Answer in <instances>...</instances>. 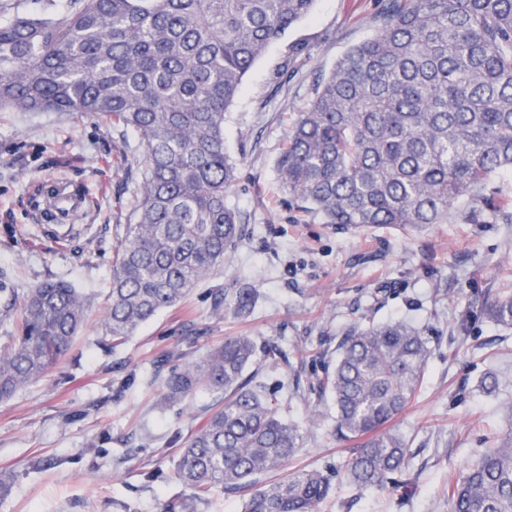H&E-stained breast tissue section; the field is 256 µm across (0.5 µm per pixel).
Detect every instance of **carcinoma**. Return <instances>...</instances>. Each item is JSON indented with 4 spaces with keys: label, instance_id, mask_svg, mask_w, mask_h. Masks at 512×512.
<instances>
[{
    "label": "carcinoma",
    "instance_id": "obj_1",
    "mask_svg": "<svg viewBox=\"0 0 512 512\" xmlns=\"http://www.w3.org/2000/svg\"><path fill=\"white\" fill-rule=\"evenodd\" d=\"M315 0H75L51 19L0 21V109L79 112L134 130L145 179L120 225L102 316L114 349L159 311L224 267L245 232L227 201L236 168L224 147L225 114L255 62ZM299 207L325 224L416 227L454 220L457 201L490 204L494 174L512 171V0H385L375 34L351 47L298 113L278 161ZM254 290L236 291L245 314ZM84 298L46 281L0 287V399L43 377L86 320ZM512 328V293L487 303ZM320 388L336 406V436L355 442L344 477L384 488L408 468L392 423L423 384L429 349L403 320L347 330ZM252 336H228L169 371L164 401L220 394L185 441L177 480L191 491L165 512H194L216 488L242 512H319L329 478L288 468L299 428L282 419L257 380ZM452 512H512V432L465 476L448 482Z\"/></svg>",
    "mask_w": 512,
    "mask_h": 512
}]
</instances>
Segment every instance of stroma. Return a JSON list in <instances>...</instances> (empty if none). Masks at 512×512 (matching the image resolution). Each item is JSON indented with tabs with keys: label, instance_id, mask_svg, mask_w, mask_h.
Segmentation results:
<instances>
[{
	"label": "stroma",
	"instance_id": "1",
	"mask_svg": "<svg viewBox=\"0 0 512 512\" xmlns=\"http://www.w3.org/2000/svg\"><path fill=\"white\" fill-rule=\"evenodd\" d=\"M382 6L315 0L256 61L224 122L237 163L228 202L247 234L221 271L113 352L101 320L115 229L144 179L140 138L96 115L0 110V282L63 281L91 303L63 359L0 401V512H161L189 497L175 478L178 454L214 395L162 403L155 365L172 351L197 359L240 334L266 346L259 377L302 435L294 465L332 477L320 512H451L449 480L465 474L491 432L506 431L501 408L512 403V328L484 314L496 294L512 293V174L490 180L509 202L506 216L461 203L447 224L356 233L297 209L277 174L298 112L338 59L375 33ZM38 182L85 194L67 248L55 241L57 224L37 219ZM245 285L256 290L249 314L215 309V295L229 300ZM389 319L412 323L430 349L421 390L394 423L410 449V485L359 492L342 478L353 445L333 437L336 410L318 383L351 326ZM490 370L500 380L488 395L479 381Z\"/></svg>",
	"mask_w": 512,
	"mask_h": 512
}]
</instances>
